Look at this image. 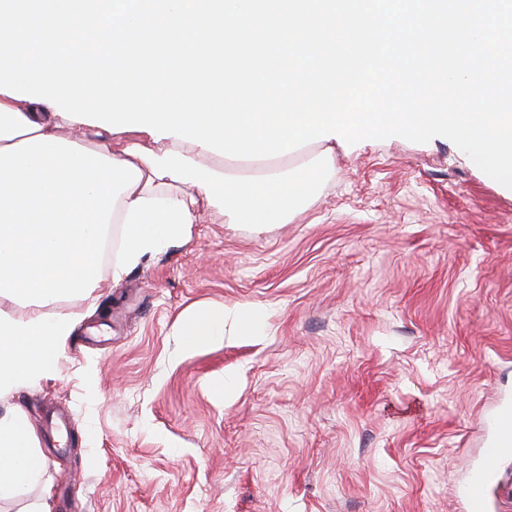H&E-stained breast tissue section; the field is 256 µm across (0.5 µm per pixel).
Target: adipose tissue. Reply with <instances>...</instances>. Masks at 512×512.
Here are the masks:
<instances>
[{"label": "adipose tissue", "mask_w": 512, "mask_h": 512, "mask_svg": "<svg viewBox=\"0 0 512 512\" xmlns=\"http://www.w3.org/2000/svg\"><path fill=\"white\" fill-rule=\"evenodd\" d=\"M53 107L0 94V299L29 311H0V395L49 375L73 329L72 317L45 318L44 305L97 283L94 247L106 224L123 227L120 278L148 254L185 238L209 209L260 229L287 220L286 175L229 177L215 155L172 137L151 148L144 131L93 127L92 141L57 136ZM226 310L206 305L180 329L183 349L224 336ZM38 436L23 412L0 417V494L24 495L40 483Z\"/></svg>", "instance_id": "ef3b65f1"}]
</instances>
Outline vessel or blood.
<instances>
[{
    "instance_id": "b4317fda",
    "label": "vessel or blood",
    "mask_w": 512,
    "mask_h": 512,
    "mask_svg": "<svg viewBox=\"0 0 512 512\" xmlns=\"http://www.w3.org/2000/svg\"><path fill=\"white\" fill-rule=\"evenodd\" d=\"M489 424L497 430L498 435L488 442L482 452L480 466L471 472L468 481L459 490L465 512H488L487 488L496 476L500 460L512 456V439L503 432L504 414L494 415Z\"/></svg>"
}]
</instances>
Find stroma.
Listing matches in <instances>:
<instances>
[{"mask_svg":"<svg viewBox=\"0 0 512 512\" xmlns=\"http://www.w3.org/2000/svg\"><path fill=\"white\" fill-rule=\"evenodd\" d=\"M283 158L288 223L211 210L120 280L103 260L52 377L0 397L42 483L0 512H463L512 408V189L451 141ZM261 333L184 352L205 305ZM238 329L243 336H251L261 325L264 313L258 307L240 308L235 313Z\"/></svg>","mask_w":512,"mask_h":512,"instance_id":"1","label":"stroma"}]
</instances>
